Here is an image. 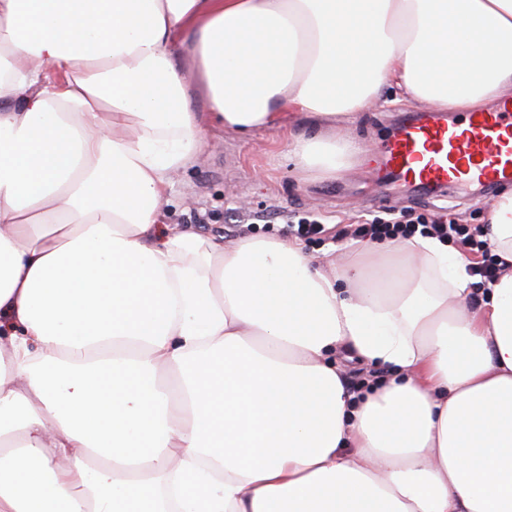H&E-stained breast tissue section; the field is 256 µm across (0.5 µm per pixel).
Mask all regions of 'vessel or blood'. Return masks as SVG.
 I'll return each mask as SVG.
<instances>
[{
	"label": "vessel or blood",
	"instance_id": "b4317fda",
	"mask_svg": "<svg viewBox=\"0 0 512 512\" xmlns=\"http://www.w3.org/2000/svg\"><path fill=\"white\" fill-rule=\"evenodd\" d=\"M394 178L424 190L512 184V100L450 121L428 110L398 124L382 148Z\"/></svg>",
	"mask_w": 512,
	"mask_h": 512
}]
</instances>
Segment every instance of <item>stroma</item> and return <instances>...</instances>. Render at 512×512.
Masks as SVG:
<instances>
[{"label": "stroma", "mask_w": 512, "mask_h": 512, "mask_svg": "<svg viewBox=\"0 0 512 512\" xmlns=\"http://www.w3.org/2000/svg\"><path fill=\"white\" fill-rule=\"evenodd\" d=\"M426 108V103L405 94L392 102L369 104L355 122L342 128L361 143L360 159L325 179L301 178L287 164L282 135L257 132L243 139L229 130L210 131L204 154L173 178L164 203L168 220L230 241L243 233L286 237L290 225L307 218L324 227L319 239L304 244L318 257L335 248L349 253L362 249L361 241L339 239L335 233L374 218L418 216L427 223L444 215L457 224L484 228L491 202L479 186L450 197L425 194L409 183L393 184L379 168L381 141L403 114Z\"/></svg>", "instance_id": "35a3bbf8"}]
</instances>
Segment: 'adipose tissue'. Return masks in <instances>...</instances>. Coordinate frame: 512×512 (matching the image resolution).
<instances>
[{
  "mask_svg": "<svg viewBox=\"0 0 512 512\" xmlns=\"http://www.w3.org/2000/svg\"><path fill=\"white\" fill-rule=\"evenodd\" d=\"M389 89L512 91V0H0V512H512V191L478 291L433 236L317 261L163 210L215 128L338 175Z\"/></svg>",
  "mask_w": 512,
  "mask_h": 512,
  "instance_id": "adipose-tissue-1",
  "label": "adipose tissue"
}]
</instances>
